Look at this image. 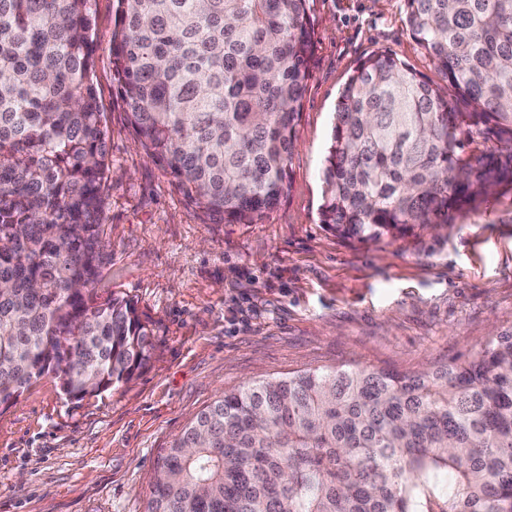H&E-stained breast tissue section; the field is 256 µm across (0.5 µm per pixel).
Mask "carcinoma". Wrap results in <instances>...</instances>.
Returning a JSON list of instances; mask_svg holds the SVG:
<instances>
[{
    "label": "carcinoma",
    "instance_id": "carcinoma-1",
    "mask_svg": "<svg viewBox=\"0 0 512 512\" xmlns=\"http://www.w3.org/2000/svg\"><path fill=\"white\" fill-rule=\"evenodd\" d=\"M94 0H0V407L147 364L136 304L101 297L110 168ZM310 0H121L114 79L184 199L251 224L290 186ZM452 95L400 58L342 89L320 223L397 241L512 193V0H405ZM494 146H488V143ZM149 512H512V331L423 371L341 365L227 390L162 458Z\"/></svg>",
    "mask_w": 512,
    "mask_h": 512
}]
</instances>
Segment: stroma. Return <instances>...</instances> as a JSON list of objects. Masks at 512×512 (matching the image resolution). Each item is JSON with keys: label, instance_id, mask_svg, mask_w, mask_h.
<instances>
[{"label": "stroma", "instance_id": "stroma-1", "mask_svg": "<svg viewBox=\"0 0 512 512\" xmlns=\"http://www.w3.org/2000/svg\"><path fill=\"white\" fill-rule=\"evenodd\" d=\"M311 7L290 188L262 220L225 224L146 156L113 78L119 0H96L93 82L112 170L98 288L136 302L154 346L116 389L71 401L46 376L0 409V512H148L166 448L223 391L339 364L417 371L512 328V194L405 240L359 244L321 224L333 112L358 63L389 52L445 81L404 0Z\"/></svg>", "mask_w": 512, "mask_h": 512}]
</instances>
